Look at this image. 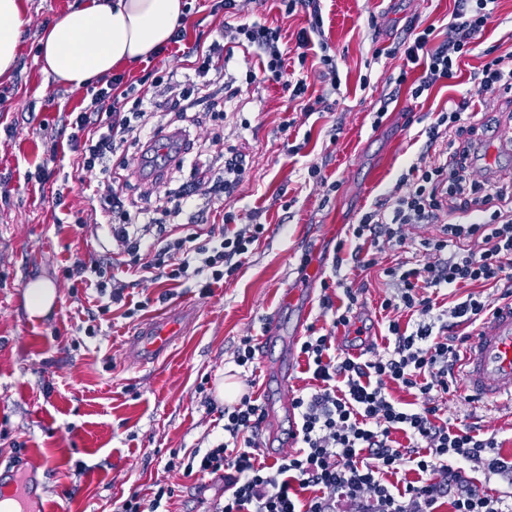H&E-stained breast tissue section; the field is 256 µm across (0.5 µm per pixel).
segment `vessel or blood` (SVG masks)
Listing matches in <instances>:
<instances>
[{
    "label": "vessel or blood",
    "instance_id": "obj_1",
    "mask_svg": "<svg viewBox=\"0 0 512 512\" xmlns=\"http://www.w3.org/2000/svg\"><path fill=\"white\" fill-rule=\"evenodd\" d=\"M183 151L174 133H164L152 155L150 177L160 176ZM473 159L484 163L490 174L500 173L512 163V128L495 130L479 141ZM189 319V311L182 310L138 327L130 338L131 351L142 362L158 361L179 342ZM460 365V385L471 399L512 400V304H500L469 337Z\"/></svg>",
    "mask_w": 512,
    "mask_h": 512
}]
</instances>
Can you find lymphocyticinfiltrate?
<instances>
[{"label":"lymphocytic infiltrate","instance_id":"1","mask_svg":"<svg viewBox=\"0 0 512 512\" xmlns=\"http://www.w3.org/2000/svg\"><path fill=\"white\" fill-rule=\"evenodd\" d=\"M237 0H224L229 21L224 33L231 43L251 49L260 70L246 76L283 81L290 99L303 100L304 111L326 105L325 98L307 99L304 79H285V52L279 28L262 23H231ZM284 14L304 10L310 23L295 38L299 65L316 57L319 74L338 88V60L324 38L320 0H278ZM448 22L451 36L435 43L434 26L411 24L409 34L397 49L404 69L394 77L395 86H408L420 97L435 85H459L461 62L481 43L497 0H457ZM421 69L415 82L410 70ZM164 79L125 82L115 74L92 91L80 111L62 115L69 128L68 142L78 168L108 173L111 159L129 136L141 133L150 114L169 112L187 119L196 106L220 107L222 99L238 96L239 87L229 86L217 98L209 85L196 84L176 94L159 88ZM470 95L449 100L436 121L424 131L426 144L438 147L432 161L414 163L398 178L392 191L376 200L351 236L356 246L351 258L368 268L371 252L382 245L404 246L405 229L413 224H435L436 237L421 240L420 249L434 253L428 264L401 262L385 268L394 288L385 299L386 310L418 314L415 323L389 320L387 345L366 359L332 353V338L339 327L356 324L361 289L344 275H337L320 306L332 315L326 333L311 332L300 347L313 369L314 388L294 396L291 405L298 415L299 446L296 451L259 461V430L265 411L252 391H245L234 404L221 408L224 439L204 453H193L182 469L185 476L225 474L228 487L216 512H336L346 503L350 512H436L441 500H449L452 512H512V493L480 490L478 478L498 480L512 486V459L502 457L495 435L479 428L456 424L445 417L440 401L456 384L455 369L468 340L461 326H478L493 306L467 296L449 308L436 298L442 289L483 283L500 291V301L512 300V183L477 182L470 177L472 140L463 133L470 118ZM104 220L115 242L91 261H77L66 269L74 285L95 289L99 305L89 313L86 335L97 333L98 314L121 302L129 285L162 283L193 277L202 291L233 278L252 246L265 232L264 225H237L234 209L224 212V222L210 225L204 236H179L158 222L151 211L126 209L119 195L103 203ZM343 300L334 303L332 294ZM414 390L415 407L394 403L387 385ZM404 441H397L396 433ZM416 473V480L398 485L391 475L400 468ZM315 488V496L300 500L299 490Z\"/></svg>","mask_w":512,"mask_h":512}]
</instances>
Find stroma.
Masks as SVG:
<instances>
[{"mask_svg": "<svg viewBox=\"0 0 512 512\" xmlns=\"http://www.w3.org/2000/svg\"><path fill=\"white\" fill-rule=\"evenodd\" d=\"M72 2L23 0L18 63L11 78L0 80V489L27 474L37 483L35 501L53 512H117L131 495L151 499L160 482L175 488L168 512H204L218 486L168 470L167 463L222 440L224 422L205 399L218 381L238 379L233 353L243 337L260 339L276 317L294 321V311L282 303L286 289L308 288L316 278L331 276L335 256H342L343 273L364 287L356 322L368 345L379 351L385 346L380 305L391 288L383 270L415 260V243L435 237L438 227H407L405 247L375 251L373 266L363 272L349 259L355 246L349 227L393 189L402 170L420 162L422 129L447 109L449 98L462 93L461 87L438 84L415 99L389 83L403 65L394 48L408 22L434 25L436 42H444L456 3L322 0L325 39L338 57L340 87L331 91L317 69H309V95H331L336 103L308 116L281 83L260 78L246 84L259 59L232 48L222 73H209L207 80L216 88L236 81L240 95L226 104V118L201 115L185 135L189 154L202 157L203 170L172 166L153 184L141 175L143 143L132 138L118 149L108 173L75 166L61 115L85 106L87 92L54 83L37 59L42 32ZM187 3V42L221 40L224 16L212 12L213 0ZM238 5L239 20L280 28L287 48L309 24L305 12L283 14L275 0H238ZM488 48L498 56L512 55V0H499L481 49L462 60L463 74L481 70ZM154 70L180 85L196 79L190 58L171 45L121 72L135 81ZM382 107L387 114L378 125L374 118ZM472 110L478 131L510 123L512 94L474 93ZM292 144L298 153H289ZM228 147L245 154L247 163L232 202L238 221L267 227L238 274L206 295L192 279L127 289L134 317L112 306L97 318V335H85L81 326L98 295L92 288L73 289L64 270L111 246L100 198L116 189L132 206L151 210L158 199L175 198L182 184L191 183L195 192L178 218L181 234L221 224L226 204L214 188L224 175L222 154ZM42 166L67 172L64 206L55 204L57 182L34 181ZM312 166L320 168L322 183L309 179ZM331 183L336 192H328ZM41 278L53 282L58 297L47 316L32 319L25 291ZM165 292L169 300L160 301ZM182 305L196 310L191 327L167 358L141 367L130 353L129 336ZM272 356V365H257L256 397L277 398L285 365L292 369L290 392L312 387L299 345H277ZM442 408L450 418L496 433L500 453L512 457V402L479 404L458 391L446 396Z\"/></svg>", "mask_w": 512, "mask_h": 512, "instance_id": "stroma-1", "label": "stroma"}]
</instances>
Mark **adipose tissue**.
I'll use <instances>...</instances> for the list:
<instances>
[{
	"instance_id": "ef3b65f1",
	"label": "adipose tissue",
	"mask_w": 512,
	"mask_h": 512,
	"mask_svg": "<svg viewBox=\"0 0 512 512\" xmlns=\"http://www.w3.org/2000/svg\"><path fill=\"white\" fill-rule=\"evenodd\" d=\"M184 15V0H76L40 39L42 70L56 83L83 89L120 66L146 61L170 42ZM23 24L22 0H0L2 78L17 65Z\"/></svg>"
}]
</instances>
